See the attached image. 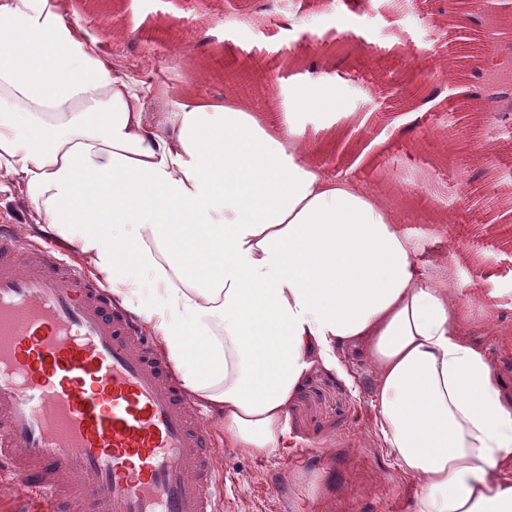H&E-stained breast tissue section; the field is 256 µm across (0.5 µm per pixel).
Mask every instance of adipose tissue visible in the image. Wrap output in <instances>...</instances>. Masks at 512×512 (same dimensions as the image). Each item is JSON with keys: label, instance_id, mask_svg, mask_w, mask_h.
Wrapping results in <instances>:
<instances>
[{"label": "adipose tissue", "instance_id": "obj_1", "mask_svg": "<svg viewBox=\"0 0 512 512\" xmlns=\"http://www.w3.org/2000/svg\"><path fill=\"white\" fill-rule=\"evenodd\" d=\"M68 11L0 0V180L140 319L225 444L278 448L306 374L351 357L422 488L414 512H512V403L406 216L235 93L151 111Z\"/></svg>", "mask_w": 512, "mask_h": 512}]
</instances>
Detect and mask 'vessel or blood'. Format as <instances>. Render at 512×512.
Here are the masks:
<instances>
[{
  "label": "vessel or blood",
  "instance_id": "obj_1",
  "mask_svg": "<svg viewBox=\"0 0 512 512\" xmlns=\"http://www.w3.org/2000/svg\"><path fill=\"white\" fill-rule=\"evenodd\" d=\"M200 410L108 287L0 225V476L86 512H217Z\"/></svg>",
  "mask_w": 512,
  "mask_h": 512
}]
</instances>
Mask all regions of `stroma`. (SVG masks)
Returning <instances> with one entry per match:
<instances>
[{"mask_svg":"<svg viewBox=\"0 0 512 512\" xmlns=\"http://www.w3.org/2000/svg\"><path fill=\"white\" fill-rule=\"evenodd\" d=\"M473 0H70L69 17L103 38L114 64L150 81L153 107L185 92L236 89L291 117L319 163L350 167L408 218L426 277L468 303L473 338L491 365L512 361V119L478 120L465 92L488 46L485 30L512 40V0L481 24L448 22ZM135 38H127V29ZM455 76L449 100L417 117L416 88ZM330 82L335 111L299 112L298 89ZM15 191H0V224L43 232ZM372 377L345 358L315 367L273 452L215 442L224 478L219 512H413L421 492L375 430Z\"/></svg>","mask_w":512,"mask_h":512,"instance_id":"stroma-1","label":"stroma"}]
</instances>
